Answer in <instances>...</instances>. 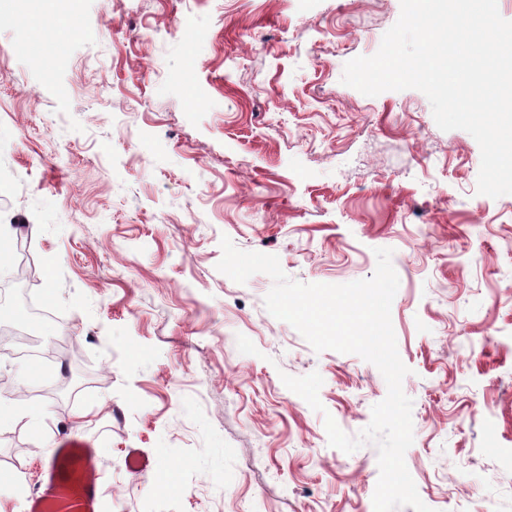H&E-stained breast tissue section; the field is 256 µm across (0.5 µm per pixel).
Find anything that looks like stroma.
Listing matches in <instances>:
<instances>
[{"mask_svg": "<svg viewBox=\"0 0 512 512\" xmlns=\"http://www.w3.org/2000/svg\"><path fill=\"white\" fill-rule=\"evenodd\" d=\"M15 9L0 224L30 242L42 347L78 356L0 354V399L23 407L0 423V512L64 435L99 455L98 512L372 508L376 447L329 446L324 418L357 435L384 377L273 317L268 275L219 272L225 236L304 283L370 278L392 249L407 469L433 512H512V195L477 194L478 143L422 92L341 81L400 0H76L54 30ZM313 372L320 413L281 380Z\"/></svg>", "mask_w": 512, "mask_h": 512, "instance_id": "1", "label": "stroma"}]
</instances>
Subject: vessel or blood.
<instances>
[{"label": "vessel or blood", "mask_w": 512, "mask_h": 512, "mask_svg": "<svg viewBox=\"0 0 512 512\" xmlns=\"http://www.w3.org/2000/svg\"><path fill=\"white\" fill-rule=\"evenodd\" d=\"M97 479L93 446L84 440H58L48 451L39 488L23 512H97Z\"/></svg>", "instance_id": "1"}]
</instances>
